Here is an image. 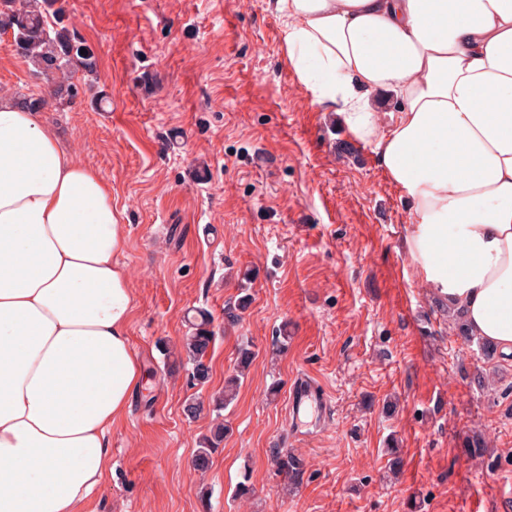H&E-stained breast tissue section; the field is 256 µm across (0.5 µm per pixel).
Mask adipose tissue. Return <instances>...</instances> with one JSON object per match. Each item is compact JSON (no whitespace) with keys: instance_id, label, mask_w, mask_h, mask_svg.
<instances>
[{"instance_id":"obj_1","label":"adipose tissue","mask_w":512,"mask_h":512,"mask_svg":"<svg viewBox=\"0 0 512 512\" xmlns=\"http://www.w3.org/2000/svg\"><path fill=\"white\" fill-rule=\"evenodd\" d=\"M315 101L410 202L421 280L512 354V0H276ZM111 185L0 94V512H81L140 388Z\"/></svg>"}]
</instances>
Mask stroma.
Masks as SVG:
<instances>
[{
    "instance_id": "1",
    "label": "stroma",
    "mask_w": 512,
    "mask_h": 512,
    "mask_svg": "<svg viewBox=\"0 0 512 512\" xmlns=\"http://www.w3.org/2000/svg\"><path fill=\"white\" fill-rule=\"evenodd\" d=\"M49 9L94 48L96 73L75 71L77 95L48 99L3 35L0 93L46 98L40 121L111 183L129 338L152 383L113 424L83 512H512V355L485 362L419 279L408 200L301 81L275 0ZM200 310L215 336L201 386L182 348ZM244 344L255 360L216 410ZM480 371L490 389L470 386ZM304 373L332 411L292 439L288 393ZM220 422L224 441L197 470ZM280 450L304 459L300 480L276 471ZM225 430L224 425H218L211 431L210 436L203 437L202 440L199 441L200 447L195 455V465L199 469L204 470L208 468L212 453L215 452L224 441Z\"/></svg>"
}]
</instances>
